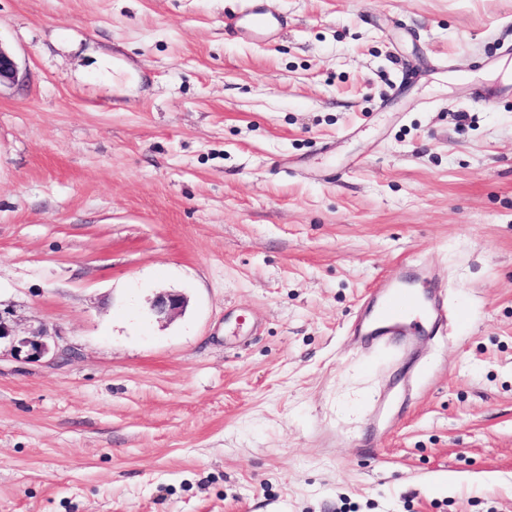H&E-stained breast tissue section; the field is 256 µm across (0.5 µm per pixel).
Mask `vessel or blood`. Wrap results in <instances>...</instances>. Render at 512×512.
Returning a JSON list of instances; mask_svg holds the SVG:
<instances>
[{
	"mask_svg": "<svg viewBox=\"0 0 512 512\" xmlns=\"http://www.w3.org/2000/svg\"><path fill=\"white\" fill-rule=\"evenodd\" d=\"M285 24L283 16L263 10L259 0H241L237 12L225 18L224 32L231 37L267 43L279 37ZM428 299L429 283L419 267L380 279L361 303L352 330L400 352L406 337L422 333L426 324L443 318V310L430 306Z\"/></svg>",
	"mask_w": 512,
	"mask_h": 512,
	"instance_id": "obj_1",
	"label": "vessel or blood"
}]
</instances>
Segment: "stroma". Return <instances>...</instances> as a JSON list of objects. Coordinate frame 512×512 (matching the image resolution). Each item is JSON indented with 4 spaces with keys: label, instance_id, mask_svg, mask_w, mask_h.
Wrapping results in <instances>:
<instances>
[{
    "label": "stroma",
    "instance_id": "stroma-1",
    "mask_svg": "<svg viewBox=\"0 0 512 512\" xmlns=\"http://www.w3.org/2000/svg\"><path fill=\"white\" fill-rule=\"evenodd\" d=\"M0 0V512H512V0ZM427 266L443 333L348 328ZM186 297L160 322V294ZM258 1L241 0L237 12L224 19V33L258 43L277 39L287 20L282 15L263 10ZM12 315L9 305L0 301V348L2 342L7 343L13 357L26 362L43 359L51 362L59 357V335L48 334L42 328L19 334L12 324Z\"/></svg>",
    "mask_w": 512,
    "mask_h": 512
}]
</instances>
